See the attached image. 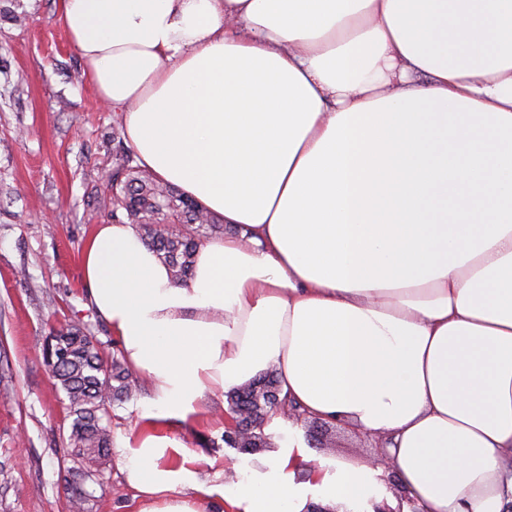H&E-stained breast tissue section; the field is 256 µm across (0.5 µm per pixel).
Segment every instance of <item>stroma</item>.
I'll use <instances>...</instances> for the list:
<instances>
[{
    "label": "stroma",
    "instance_id": "stroma-1",
    "mask_svg": "<svg viewBox=\"0 0 512 512\" xmlns=\"http://www.w3.org/2000/svg\"><path fill=\"white\" fill-rule=\"evenodd\" d=\"M60 0H0V512H70L67 397L46 366L44 341L69 325L119 351L82 281L84 245L98 217L87 200L116 162L117 115L81 77L57 20ZM148 385L114 404L113 440L150 406ZM195 422L163 432L210 479L237 449L225 445L222 394ZM117 450L87 482L88 512H137Z\"/></svg>",
    "mask_w": 512,
    "mask_h": 512
}]
</instances>
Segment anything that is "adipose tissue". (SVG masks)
I'll use <instances>...</instances> for the list:
<instances>
[{
    "label": "adipose tissue",
    "instance_id": "1",
    "mask_svg": "<svg viewBox=\"0 0 512 512\" xmlns=\"http://www.w3.org/2000/svg\"><path fill=\"white\" fill-rule=\"evenodd\" d=\"M137 162L223 218L187 284L96 225L94 309L152 411L117 450L139 512H370V461L272 414L235 483L162 418L275 369L309 415L382 436L402 512H512V0H61Z\"/></svg>",
    "mask_w": 512,
    "mask_h": 512
}]
</instances>
